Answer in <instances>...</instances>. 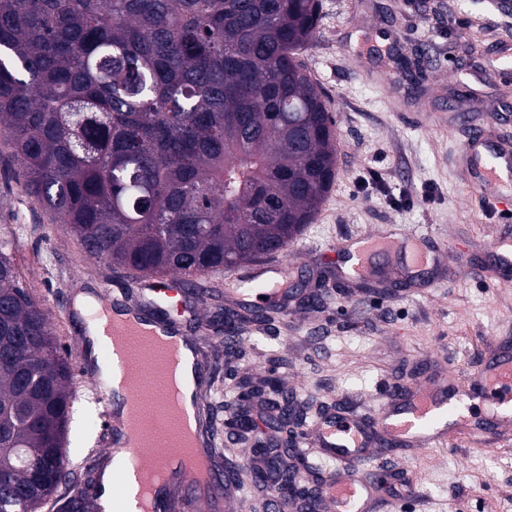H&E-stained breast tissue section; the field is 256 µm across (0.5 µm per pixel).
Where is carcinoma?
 <instances>
[{"label": "carcinoma", "mask_w": 512, "mask_h": 512, "mask_svg": "<svg viewBox=\"0 0 512 512\" xmlns=\"http://www.w3.org/2000/svg\"><path fill=\"white\" fill-rule=\"evenodd\" d=\"M319 0H0V135L87 257L220 276L290 245L336 177L297 54ZM0 236V512L72 482L74 370Z\"/></svg>", "instance_id": "1"}]
</instances>
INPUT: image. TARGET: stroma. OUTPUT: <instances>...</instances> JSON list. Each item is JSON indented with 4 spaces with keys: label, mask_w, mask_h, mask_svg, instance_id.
<instances>
[{
    "label": "stroma",
    "mask_w": 512,
    "mask_h": 512,
    "mask_svg": "<svg viewBox=\"0 0 512 512\" xmlns=\"http://www.w3.org/2000/svg\"><path fill=\"white\" fill-rule=\"evenodd\" d=\"M512 51V11L496 0H321L314 41L299 54L337 121L336 178L311 224L291 244L288 312L270 325L243 324L225 347L224 317L211 300L187 299L190 332L212 354L206 409L217 455L237 475L246 512H267L244 455L285 435L241 421L275 382L311 427L353 406L372 413L389 388L439 370L476 369L495 338L512 337V281L498 283L486 253L512 222L470 188L460 151L472 129L512 141V76L497 58ZM17 239L19 281L50 315L64 353L85 344L80 292L138 290L125 273L86 257L54 214L30 197L21 164L0 143V226ZM441 249L438 263L409 268L415 235ZM368 247L361 273L349 247ZM99 380L75 374L67 448L76 485L110 458L112 433ZM410 481L381 512H512V445L461 434L446 448L405 449L359 466L360 477Z\"/></svg>",
    "instance_id": "stroma-1"
}]
</instances>
